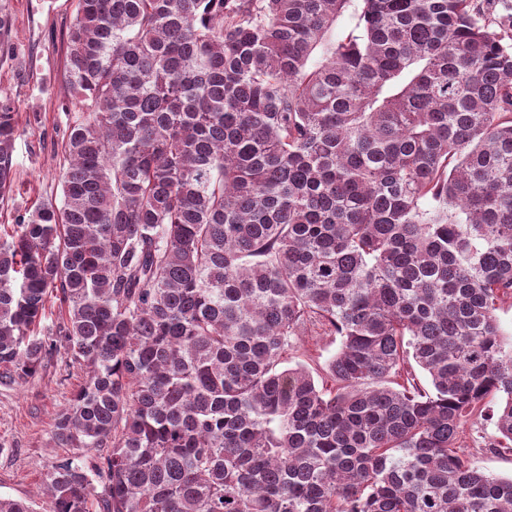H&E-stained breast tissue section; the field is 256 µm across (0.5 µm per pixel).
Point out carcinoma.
<instances>
[{"label": "carcinoma", "mask_w": 512, "mask_h": 512, "mask_svg": "<svg viewBox=\"0 0 512 512\" xmlns=\"http://www.w3.org/2000/svg\"><path fill=\"white\" fill-rule=\"evenodd\" d=\"M65 79L61 203L0 236V384L87 375L42 512H512L459 450L512 443V12L78 0ZM297 342L299 359L314 368L324 367L339 347L337 336H300Z\"/></svg>", "instance_id": "cac0c4a2"}]
</instances>
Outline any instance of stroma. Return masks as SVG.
Here are the masks:
<instances>
[{
  "instance_id": "stroma-1",
  "label": "stroma",
  "mask_w": 512,
  "mask_h": 512,
  "mask_svg": "<svg viewBox=\"0 0 512 512\" xmlns=\"http://www.w3.org/2000/svg\"><path fill=\"white\" fill-rule=\"evenodd\" d=\"M11 25L0 32V97L14 100L24 134L15 144L11 198L0 201V224L43 202H59L67 126L62 106L66 35L76 0H0ZM86 379L84 370L52 362L19 386L0 385V494L38 499L51 464L61 456L50 432L59 406ZM491 424L467 427L462 449L476 467L512 475V449L489 451Z\"/></svg>"
}]
</instances>
